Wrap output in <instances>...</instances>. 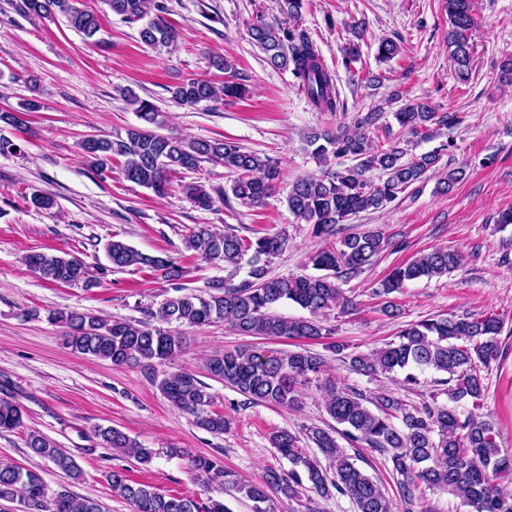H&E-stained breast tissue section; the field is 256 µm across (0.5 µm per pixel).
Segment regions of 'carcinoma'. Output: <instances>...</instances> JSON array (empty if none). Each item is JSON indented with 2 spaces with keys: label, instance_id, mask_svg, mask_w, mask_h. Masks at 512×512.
I'll use <instances>...</instances> for the list:
<instances>
[{
  "label": "carcinoma",
  "instance_id": "cac0c4a2",
  "mask_svg": "<svg viewBox=\"0 0 512 512\" xmlns=\"http://www.w3.org/2000/svg\"><path fill=\"white\" fill-rule=\"evenodd\" d=\"M79 0H12L15 10L29 19L60 15L68 27L93 37L99 31L95 12L78 7ZM112 13L139 26L140 41L154 50L168 47L178 34L161 13L165 6H150V0H103ZM448 51L457 79L465 84L472 74V0H447ZM253 44L265 55V62L278 70H288L315 108L340 112L344 102L336 90L335 75L321 61L317 49L303 32L276 22L258 19L248 27ZM172 98L185 106L201 103L222 104L228 98L242 99L246 87L231 75L221 83L189 77L173 86ZM144 126L126 130V136H96L82 141L89 166L96 172H112V158L122 159L120 173L129 182L164 196L172 177L184 171H197L201 164H222L235 175L229 186L232 196L244 204L261 207L281 180V170L266 154L251 151L227 140L184 139L162 134L165 117L147 100L129 96ZM386 113L378 107L356 119L355 129L311 132L305 142L312 154L326 164L336 159V168L319 176L297 178L286 203L300 224L311 226L312 235L328 243L307 257L314 274L271 277L269 259L288 245L282 235L242 238L206 225L194 228L185 238V249L208 260H219L233 268L245 269V278L234 283L216 279L205 289L164 299L156 311L148 312L164 326L148 322L105 320L96 315L52 311L48 318L67 327L65 344L72 351L106 360L115 366L143 365L152 368L172 361L185 345L186 337L169 325L200 327L222 323L243 336L265 339L328 340L330 328L321 318L336 307L353 305L341 285L374 264L388 246L378 228L356 230L350 221L358 214L385 208L404 200L408 190L436 170L448 145L421 154H408L401 140L381 142L374 131L390 125L382 122ZM402 131L417 138L433 137L431 126L460 123L456 112H437L424 99L414 100L392 113ZM465 176L462 168L444 174L436 186L440 194L453 190ZM182 193L195 205L208 208L213 197L200 182L181 183ZM115 271L147 267L169 281L183 278V268L170 258L151 256L122 242L105 246ZM464 257L457 250L440 247L416 255L394 267L381 280L374 295L382 299L381 311L388 317L400 315L391 295L406 283L421 278L442 277L457 270ZM26 265L47 281L94 288L99 277L81 259L33 252ZM291 301L308 310L309 319H293L275 313L274 308ZM503 319L496 314L435 316L407 323L397 333L398 341L368 354L349 353L341 343H326L348 368L367 376L403 375V386L413 390L420 385L419 374L430 371L434 383L446 387L448 405L424 401L405 402L387 390L371 396L355 387L325 376L324 357L309 348L294 350L244 347L226 350L206 360L209 375L238 390L253 403L299 407L300 390L311 383L324 392L325 410L336 426H311L306 437L328 461L322 467L317 458L307 457L298 447L299 438L282 430L272 444L293 464L284 471L268 469L255 481H244L224 469L217 457L192 456L188 469L205 487L228 488L252 502L253 512H275L274 497L298 496L308 482L325 497L345 496L355 512H394L395 503L385 486L366 474L357 461L341 448L343 439L352 448H368L387 456L396 477L398 496L410 507L415 490L424 484L459 499L473 512H512V494L504 491L501 479L512 476V450L502 448L495 423L476 412L486 391V372L492 363L504 358L508 344L501 340ZM154 383L178 410L192 416L197 427L222 435L229 421L210 410L213 395L208 386L190 370L164 373ZM22 424V410L15 397H0V430L12 431ZM104 444L128 449L142 463H148L153 450L132 441L117 428L97 430ZM25 445L32 454L49 459L68 475H77L74 457L54 441L31 432ZM113 493L133 505L135 512H231L224 502L164 494L150 485L135 483L114 470L108 475ZM0 500L18 502L22 512H103L98 501L80 497L66 487L48 493L42 477L10 463L0 464Z\"/></svg>",
  "mask_w": 512,
  "mask_h": 512
}]
</instances>
